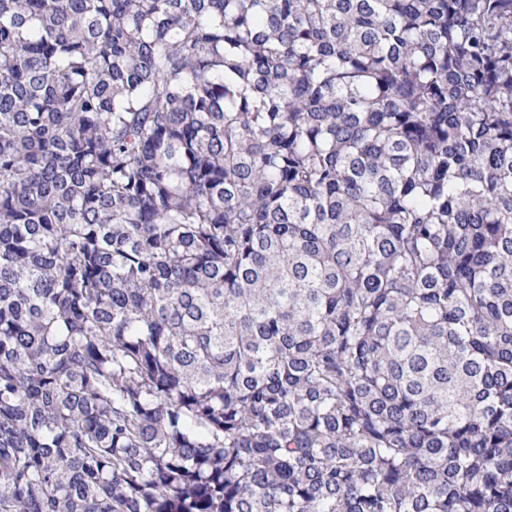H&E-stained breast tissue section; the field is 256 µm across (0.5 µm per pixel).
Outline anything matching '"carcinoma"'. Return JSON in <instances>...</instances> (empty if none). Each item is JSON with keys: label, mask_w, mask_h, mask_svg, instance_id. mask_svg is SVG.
Segmentation results:
<instances>
[{"label": "carcinoma", "mask_w": 512, "mask_h": 512, "mask_svg": "<svg viewBox=\"0 0 512 512\" xmlns=\"http://www.w3.org/2000/svg\"><path fill=\"white\" fill-rule=\"evenodd\" d=\"M0 512H512V0H0Z\"/></svg>", "instance_id": "obj_1"}]
</instances>
